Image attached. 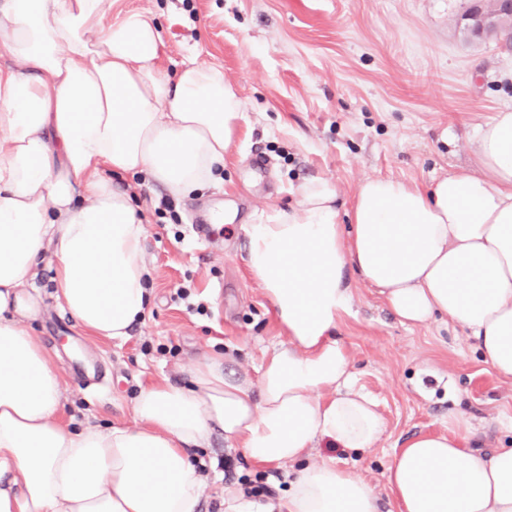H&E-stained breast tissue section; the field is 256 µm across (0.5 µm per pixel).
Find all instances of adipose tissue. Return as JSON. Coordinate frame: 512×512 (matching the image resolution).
<instances>
[{
    "instance_id": "ef3b65f1",
    "label": "adipose tissue",
    "mask_w": 512,
    "mask_h": 512,
    "mask_svg": "<svg viewBox=\"0 0 512 512\" xmlns=\"http://www.w3.org/2000/svg\"><path fill=\"white\" fill-rule=\"evenodd\" d=\"M105 0H0V512H199L191 452L221 436L257 465L297 464L277 512H377L374 487L311 449L372 448L376 403L336 337L362 282L405 325L467 329L512 381V109L476 132L475 165L419 187L374 177L344 206L313 179L292 209L246 225V265L285 330L258 378L201 355L186 383L144 387L137 427L59 421V374L28 324L29 284L55 263L59 306L93 336L128 338L149 303L146 228L123 177L180 201L214 183L243 103L215 66L162 70L152 13L103 23ZM105 25L98 41L88 29ZM399 512H512V448L457 436L400 448Z\"/></svg>"
}]
</instances>
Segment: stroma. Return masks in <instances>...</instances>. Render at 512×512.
<instances>
[{
  "label": "stroma",
  "mask_w": 512,
  "mask_h": 512,
  "mask_svg": "<svg viewBox=\"0 0 512 512\" xmlns=\"http://www.w3.org/2000/svg\"><path fill=\"white\" fill-rule=\"evenodd\" d=\"M464 0H112L113 12L155 13L162 65L223 67L245 121L224 155V179L158 214L161 186L135 188L146 223L150 298L123 341L80 330L54 297V262L44 258L33 285L42 314L31 325L62 380L59 419L133 427L142 387L179 381L204 353L256 374L283 341L275 314L247 270L244 225L257 211L293 204L296 190L322 178L351 201L375 176L419 185L472 165L479 125L512 108V49L493 36L470 37L459 19ZM222 210L198 243L192 219ZM191 295L175 300L178 287ZM357 384L378 404L380 441L365 451L316 448L310 462L351 469L375 487L378 512H398L387 486L396 453L420 434L463 435L473 450L512 447V383L498 378L466 331L438 319L401 324L374 288L359 283L337 331ZM98 360L107 390L83 383L76 360ZM209 461L200 512H224L226 482L264 484L252 498L264 512L295 476L291 466H257L223 438L194 449ZM234 462L225 477L224 461Z\"/></svg>",
  "instance_id": "1"
}]
</instances>
